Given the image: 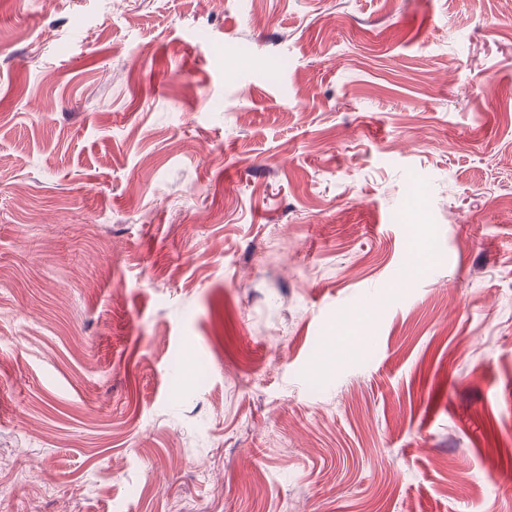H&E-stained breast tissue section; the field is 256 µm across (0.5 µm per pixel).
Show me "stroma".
I'll return each instance as SVG.
<instances>
[{
	"label": "stroma",
	"instance_id": "stroma-1",
	"mask_svg": "<svg viewBox=\"0 0 512 512\" xmlns=\"http://www.w3.org/2000/svg\"><path fill=\"white\" fill-rule=\"evenodd\" d=\"M508 8L0 0V512H512Z\"/></svg>",
	"mask_w": 512,
	"mask_h": 512
}]
</instances>
